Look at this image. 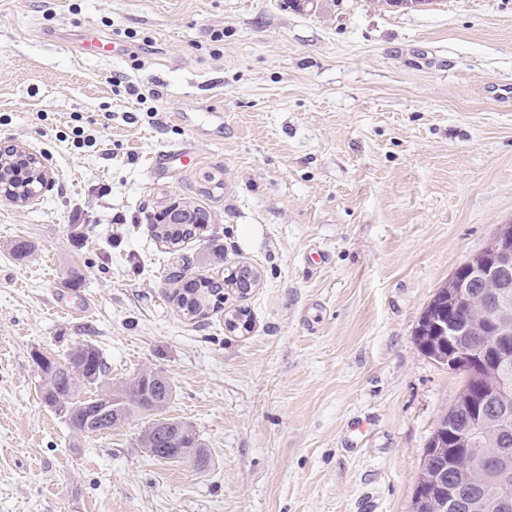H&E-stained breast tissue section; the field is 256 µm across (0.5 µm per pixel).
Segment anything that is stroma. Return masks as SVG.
<instances>
[{
    "instance_id": "obj_1",
    "label": "stroma",
    "mask_w": 512,
    "mask_h": 512,
    "mask_svg": "<svg viewBox=\"0 0 512 512\" xmlns=\"http://www.w3.org/2000/svg\"><path fill=\"white\" fill-rule=\"evenodd\" d=\"M7 145L52 180L0 198V512H412L463 385L413 332L512 222V0H0ZM176 201L209 221L171 252ZM243 265L246 297L172 303ZM82 340L113 385L166 377L206 463L154 460L141 416L88 439L48 409L32 355ZM14 159L18 162L27 161L28 157H35L36 159L32 162H28L27 168L31 172V176L28 179L32 184L23 188L10 189L9 192L4 191V181L0 183V197L11 200L16 205H26L29 203L38 193L44 188L49 180V171L44 166L43 162L35 155L27 152L23 147L11 148ZM36 164H39L38 166ZM37 181V187H33V183ZM29 191V192H28ZM175 289L171 300L189 320L203 318L210 310L224 305V285L209 280H199L190 288Z\"/></svg>"
}]
</instances>
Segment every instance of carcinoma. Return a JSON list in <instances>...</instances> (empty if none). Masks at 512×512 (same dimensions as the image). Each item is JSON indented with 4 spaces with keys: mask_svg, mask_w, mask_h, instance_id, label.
I'll list each match as a JSON object with an SVG mask.
<instances>
[{
    "mask_svg": "<svg viewBox=\"0 0 512 512\" xmlns=\"http://www.w3.org/2000/svg\"><path fill=\"white\" fill-rule=\"evenodd\" d=\"M154 237L165 243L171 251L176 250L195 231L200 224H154ZM171 300L183 315L193 320L207 316L210 310L224 303V285L219 282L203 280L183 290L176 289ZM415 334L417 346L422 353L443 366L448 364V337L441 335L438 317L448 316V308L437 311L426 309ZM454 317L468 329L466 340L475 349L479 360V369L475 370L474 382L461 390L450 408L453 413L445 414L431 433L425 452L424 462L417 488L421 496L435 485V481L445 474L448 476V488L452 489L461 504L448 499V510L444 511L441 502L430 498L421 503L414 498L413 509L416 512H512V498L501 497V472L503 461L494 452L501 447L498 430L508 429L509 459L512 460V402L506 407L487 404L483 393L491 391L497 385L496 362L483 352L493 327L476 312L461 310ZM69 356L77 359L85 377H96L99 389L86 403L89 407L66 418L71 429L83 436L97 437L105 435L98 423L103 421L102 410L109 407L125 421L134 414L147 409L163 410L167 407L172 394L170 382L150 371H142L120 386L114 388L108 382V367L102 353L95 346L83 342V347H73ZM40 387L47 390L50 402L71 405V400L80 398L85 382L74 374L64 370V365L45 360L42 374L39 375ZM150 424L140 435L142 447L149 449L153 458L163 461H176L183 449H196L197 462L206 459V451L193 427L185 422L167 417L149 415ZM487 420L489 431L484 433L481 442L471 448L456 443L448 432V426L467 428L471 424ZM480 453L486 457V463L480 470H472L468 465L469 457Z\"/></svg>",
    "mask_w": 512,
    "mask_h": 512,
    "instance_id": "1",
    "label": "carcinoma"
}]
</instances>
